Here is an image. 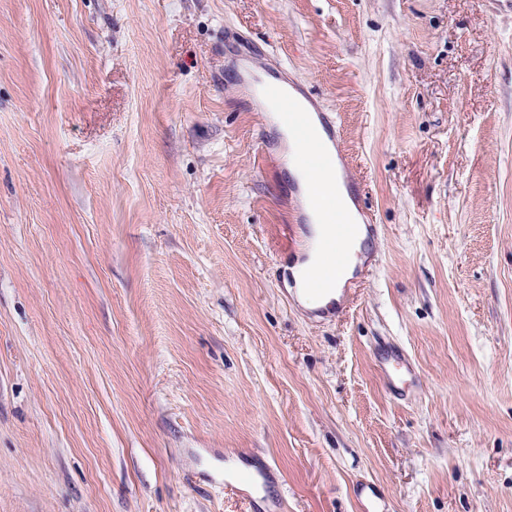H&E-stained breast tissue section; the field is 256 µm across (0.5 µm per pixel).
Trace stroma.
I'll use <instances>...</instances> for the list:
<instances>
[{
  "label": "stroma",
  "mask_w": 512,
  "mask_h": 512,
  "mask_svg": "<svg viewBox=\"0 0 512 512\" xmlns=\"http://www.w3.org/2000/svg\"><path fill=\"white\" fill-rule=\"evenodd\" d=\"M242 64L336 128L369 227L337 314L285 283L309 222ZM367 485L512 512V0H0V512ZM385 363L394 369V371L390 373L385 368L392 387L397 390L403 389L404 385L406 384L403 380V376H412L411 371L409 367L406 365L403 356L399 352L391 350L390 352L387 353L385 357Z\"/></svg>",
  "instance_id": "35a3bbf8"
}]
</instances>
